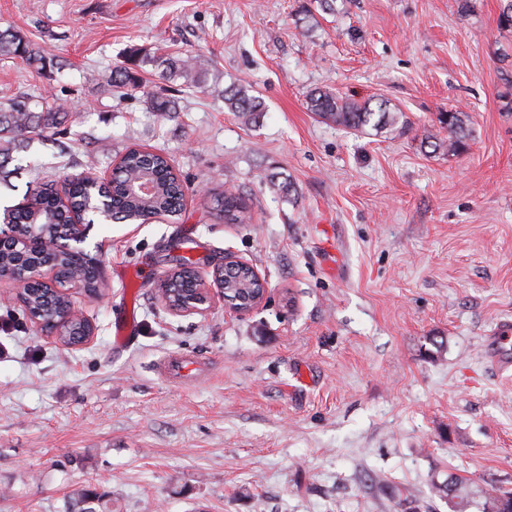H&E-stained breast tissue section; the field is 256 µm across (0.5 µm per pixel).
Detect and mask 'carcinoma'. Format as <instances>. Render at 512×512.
Listing matches in <instances>:
<instances>
[{
	"instance_id": "obj_1",
	"label": "carcinoma",
	"mask_w": 512,
	"mask_h": 512,
	"mask_svg": "<svg viewBox=\"0 0 512 512\" xmlns=\"http://www.w3.org/2000/svg\"><path fill=\"white\" fill-rule=\"evenodd\" d=\"M0 57L20 58L39 70L55 67L54 56L43 46L34 43L17 31L0 30ZM208 70L191 54H177L168 57L165 70L160 74L164 80L180 79L189 87L206 89ZM112 84L119 88L140 86L137 75L127 67H119L112 75ZM151 111L169 115L178 111L176 102L167 96L152 94L147 98ZM224 104L246 123H252L264 111V104L257 96L248 95L241 88L224 90ZM309 110L323 120L352 131H362L370 126L382 132L404 123L403 113L379 101L375 104H359L330 90H316L308 95ZM67 115V108L57 100L43 99L31 107L27 98L14 99L0 106V185H11V178L20 174L19 168H9L13 152L26 147L34 139H43L59 134ZM439 123L448 130V139L430 141L433 151H446L451 155L463 152L470 138L469 116L459 110L442 112ZM153 183V192L148 196L140 194L136 186L144 179ZM89 176L77 174L67 180L70 188V206L61 204L54 190V181L40 183L26 191L23 200L16 205L6 206L3 216L11 224H41L51 228L53 224H65L71 213L80 209L84 215H105L117 223L142 224L153 215L164 212L173 219L180 214L185 197V187L171 166L168 158L160 152L138 148L128 149L112 169L109 186L102 193L88 190L85 182ZM215 214L226 224H243L249 219L245 199L238 193L222 191L212 196ZM53 256L57 259L63 278L74 275L83 278L86 286H97L96 263L99 259L86 252L79 244L71 243L64 237L51 239ZM30 266L42 260L41 253H26L18 257L12 252L0 254V266H12L19 260ZM179 270L163 279L170 288V299L176 301L186 296L192 288L193 262L187 257L177 259ZM225 282L231 288L229 295H243V290L255 287L241 269L225 271ZM32 309L45 315L57 312L66 305L60 296L46 290L34 288L31 292ZM442 497L448 500L451 512H466L470 505L472 491L458 479H449L437 486ZM69 512H112L110 501L104 496L84 492L71 500ZM481 512H512V490L496 488L481 495Z\"/></svg>"
}]
</instances>
